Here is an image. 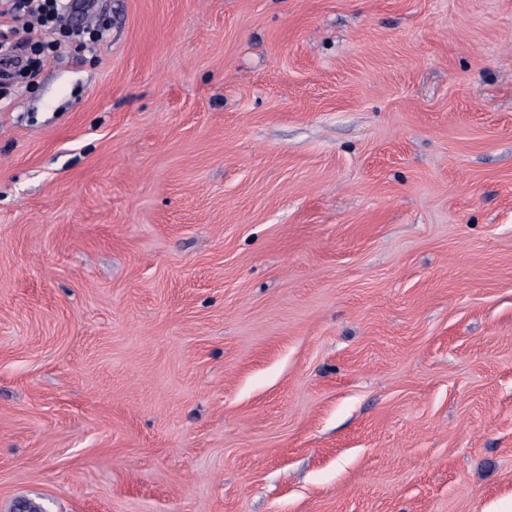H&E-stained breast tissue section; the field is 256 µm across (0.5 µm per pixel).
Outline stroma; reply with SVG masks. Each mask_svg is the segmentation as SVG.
I'll list each match as a JSON object with an SVG mask.
<instances>
[{
	"mask_svg": "<svg viewBox=\"0 0 512 512\" xmlns=\"http://www.w3.org/2000/svg\"><path fill=\"white\" fill-rule=\"evenodd\" d=\"M0 87V512H512V0H99Z\"/></svg>",
	"mask_w": 512,
	"mask_h": 512,
	"instance_id": "obj_1",
	"label": "stroma"
}]
</instances>
